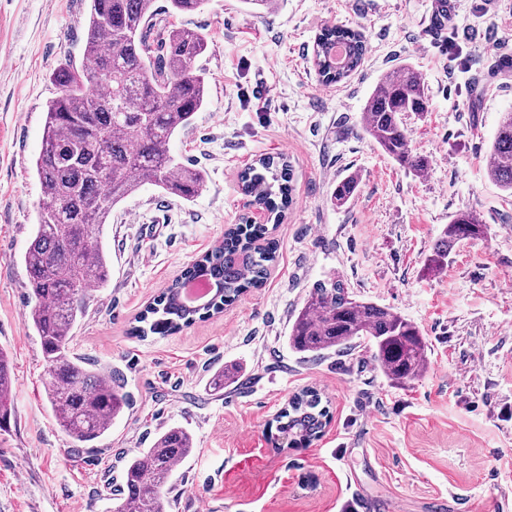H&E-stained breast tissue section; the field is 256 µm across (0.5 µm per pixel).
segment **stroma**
<instances>
[{"label":"stroma","instance_id":"35a3bbf8","mask_svg":"<svg viewBox=\"0 0 512 512\" xmlns=\"http://www.w3.org/2000/svg\"><path fill=\"white\" fill-rule=\"evenodd\" d=\"M438 0H277L257 17L241 0H205L172 24L204 32L195 66L208 104L170 143L206 173L186 201L152 185L115 206L106 226L111 279L91 291L75 350L118 374L131 406L111 433L79 447L46 402L47 363L25 324L20 258L41 198L32 165L51 72L82 58L88 0H0V350L11 361L14 414L0 430V512H111L125 461L174 426L195 452L176 470L166 512H512V198L486 155L512 109V0H453L443 37L428 22ZM362 31L367 50L343 82H321L313 50L324 28ZM419 72L429 111L406 113L414 175L362 128L385 73ZM264 155L293 169V204L273 230L266 282L222 314L176 333L131 335L137 315L185 267L254 212L240 172ZM358 174L356 195L333 190ZM473 210L485 233L461 241L447 266L425 263L451 216ZM343 279L359 298L415 322L426 371L395 387L366 343L313 358L288 327L314 284ZM236 375L223 393L212 376ZM313 387L331 420L308 445L274 451L267 429L290 397Z\"/></svg>","mask_w":512,"mask_h":512}]
</instances>
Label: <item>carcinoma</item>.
<instances>
[{
  "instance_id": "cac0c4a2",
  "label": "carcinoma",
  "mask_w": 512,
  "mask_h": 512,
  "mask_svg": "<svg viewBox=\"0 0 512 512\" xmlns=\"http://www.w3.org/2000/svg\"><path fill=\"white\" fill-rule=\"evenodd\" d=\"M204 0H89L81 63L67 58L51 74L58 95L48 104L42 149L35 159L42 199L38 222L21 261L34 304L25 322L37 334L49 364L45 394L60 428L74 441L89 443L109 434L112 421L130 406V398L112 374L90 371L71 352L75 329L87 313L89 290L107 286L109 259L102 244L104 226L117 204L147 184L190 201L205 187V173L177 162L171 138L207 105L206 74L195 69L208 47L199 31L176 27L172 15L197 12ZM346 50L336 65L333 47ZM361 32L324 29L316 41L314 66L321 82L347 78L365 55ZM429 100L420 75L401 67L383 75L366 101L363 130L400 166L418 175L427 160L409 149L402 122L405 112H425ZM488 176L512 194V110L502 113L487 156ZM242 191L278 224L292 204L293 170L281 156H265L240 175ZM355 175L333 192L338 205L354 195ZM485 224L472 210L451 217L427 259L430 271L448 265L452 246L484 234ZM265 224H234L224 240L198 259L222 280L223 294L202 313L177 300L175 280L132 327L138 336L161 328L176 331L232 304L259 287L277 255ZM368 341L372 360L386 379L405 386L424 372L426 341L420 328L390 309L355 298L341 279L317 283L288 332L298 353L319 356ZM13 378L0 352V429L13 416ZM329 411L315 388L293 395L274 418L269 438L276 449L306 444L320 436ZM195 451L192 435L181 427L159 434L151 447L126 461L114 512H164L165 490L176 468Z\"/></svg>"
}]
</instances>
